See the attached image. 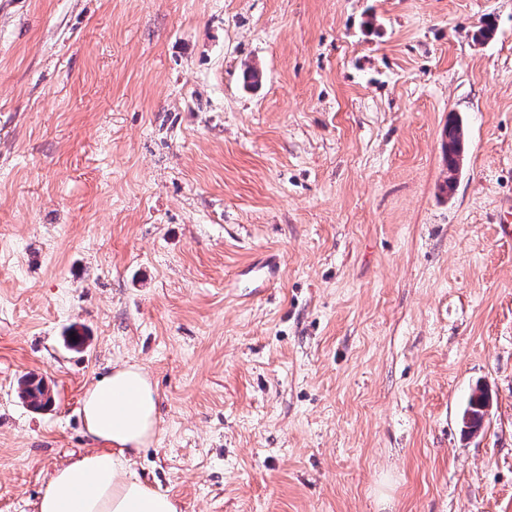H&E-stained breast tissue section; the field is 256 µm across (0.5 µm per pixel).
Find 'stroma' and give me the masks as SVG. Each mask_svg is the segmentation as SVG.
I'll use <instances>...</instances> for the list:
<instances>
[{
    "mask_svg": "<svg viewBox=\"0 0 512 512\" xmlns=\"http://www.w3.org/2000/svg\"><path fill=\"white\" fill-rule=\"evenodd\" d=\"M508 198L512 0H0V512L127 362L182 512H512ZM445 135L448 137L446 144V162L448 163V171L455 169L459 153L464 145V127L459 119L455 117L448 118V125L445 129ZM48 392L49 389L45 386L42 379H37L35 376H29L20 382L22 399L34 409L43 408L47 403V405L52 404L53 399L51 394V399L47 396ZM486 400L483 393H473L463 411V424L470 432L478 430L483 423L485 416Z\"/></svg>",
    "mask_w": 512,
    "mask_h": 512,
    "instance_id": "obj_1",
    "label": "stroma"
}]
</instances>
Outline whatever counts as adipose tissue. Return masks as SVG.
Instances as JSON below:
<instances>
[{
    "label": "adipose tissue",
    "instance_id": "obj_1",
    "mask_svg": "<svg viewBox=\"0 0 512 512\" xmlns=\"http://www.w3.org/2000/svg\"><path fill=\"white\" fill-rule=\"evenodd\" d=\"M81 413L96 447L50 475L38 512H179L173 498L131 470L157 428V394L143 369L124 364L100 376L86 391Z\"/></svg>",
    "mask_w": 512,
    "mask_h": 512
}]
</instances>
